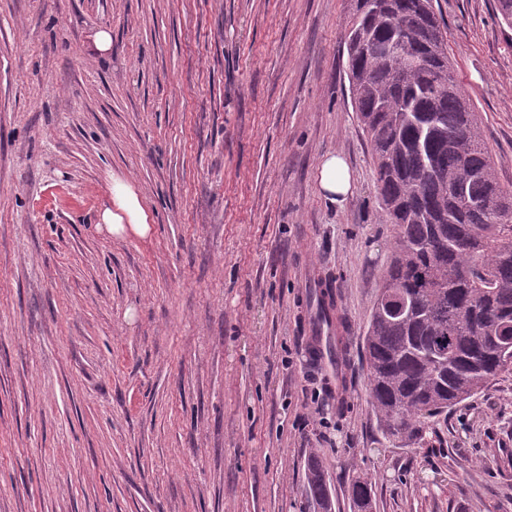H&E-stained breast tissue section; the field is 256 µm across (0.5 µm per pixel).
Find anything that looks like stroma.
Masks as SVG:
<instances>
[{"label": "stroma", "mask_w": 512, "mask_h": 512, "mask_svg": "<svg viewBox=\"0 0 512 512\" xmlns=\"http://www.w3.org/2000/svg\"><path fill=\"white\" fill-rule=\"evenodd\" d=\"M512 189V29L433 0ZM350 0H0V512H512V373L386 438L362 338L389 256ZM112 35L97 52V32ZM346 160L330 202L319 162ZM148 235L97 223L112 175ZM327 284L345 366L313 360ZM319 175L321 190L330 198V202L343 200L351 193V174L342 157L330 155L324 158ZM306 493L315 512H332L333 501L330 483L315 458L307 464ZM350 501L353 512H373L375 499L371 482L360 477L353 479Z\"/></svg>", "instance_id": "1"}]
</instances>
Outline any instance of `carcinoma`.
Instances as JSON below:
<instances>
[{
  "label": "carcinoma",
  "mask_w": 512,
  "mask_h": 512,
  "mask_svg": "<svg viewBox=\"0 0 512 512\" xmlns=\"http://www.w3.org/2000/svg\"><path fill=\"white\" fill-rule=\"evenodd\" d=\"M385 2L354 7L345 30L351 102L393 227L364 346L379 427L416 443L428 422L512 370V190L456 83L432 0ZM396 39L403 54L386 56ZM306 483L314 512H332L314 458ZM350 501L373 512L371 482L353 479Z\"/></svg>",
  "instance_id": "1"
}]
</instances>
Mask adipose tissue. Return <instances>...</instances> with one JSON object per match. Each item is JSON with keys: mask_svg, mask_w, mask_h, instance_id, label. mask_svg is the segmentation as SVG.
Segmentation results:
<instances>
[{"mask_svg": "<svg viewBox=\"0 0 512 512\" xmlns=\"http://www.w3.org/2000/svg\"><path fill=\"white\" fill-rule=\"evenodd\" d=\"M98 221L115 236L135 234L146 236L150 216L142 206L133 186L121 177H113L110 196L98 214Z\"/></svg>", "mask_w": 512, "mask_h": 512, "instance_id": "1", "label": "adipose tissue"}]
</instances>
